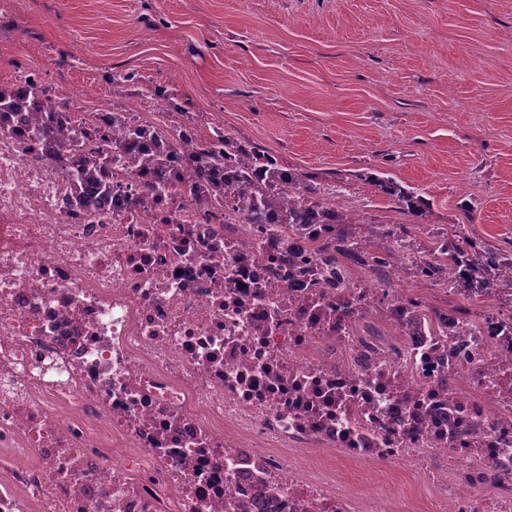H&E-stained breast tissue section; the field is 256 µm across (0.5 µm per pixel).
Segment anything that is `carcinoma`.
<instances>
[{
    "mask_svg": "<svg viewBox=\"0 0 512 512\" xmlns=\"http://www.w3.org/2000/svg\"><path fill=\"white\" fill-rule=\"evenodd\" d=\"M28 99L21 100L9 89L0 87V114L5 112H32L37 132L53 140L57 146L66 148L70 142L68 127L51 120L52 112H44L40 105L42 89L34 83L25 85ZM112 121L117 132L127 140L129 159L135 166L163 168L167 165L176 145L168 140L164 132L150 128H128L122 125L120 116ZM190 139V155L186 159L194 177L203 178L210 171L224 164L232 174L224 180L222 197L242 198L247 202L245 223L264 224L270 215H277L280 231L288 235L297 234L307 224L330 226L329 236L322 240L308 237L309 247L321 255L323 263L336 271L345 263L368 266L375 263L383 266L391 261L396 248H407L406 239L410 227L393 224L380 228L365 224L358 228V221L351 215L333 209L323 202L310 179L300 173L284 172L274 158L254 147H248L221 131H214L207 139L197 137L195 131L185 127ZM110 159L98 153L79 168L77 176L85 181L96 179L98 171L108 166ZM379 193L397 201L413 223L424 216L425 201L415 191L400 186L389 178L372 177ZM425 261L422 277L441 282L448 277V267L462 272L480 274L479 284L483 288L512 286L509 271L512 270V252L491 249L480 238L459 230L444 232L435 237Z\"/></svg>",
    "mask_w": 512,
    "mask_h": 512,
    "instance_id": "obj_1",
    "label": "carcinoma"
}]
</instances>
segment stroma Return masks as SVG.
<instances>
[{"mask_svg": "<svg viewBox=\"0 0 512 512\" xmlns=\"http://www.w3.org/2000/svg\"><path fill=\"white\" fill-rule=\"evenodd\" d=\"M18 61L74 105L181 122L143 94L165 87L202 137L264 150L362 223L409 221L372 176L413 188L422 251L453 224L512 250V0H0V85ZM300 462L429 506L388 465Z\"/></svg>", "mask_w": 512, "mask_h": 512, "instance_id": "35a3bbf8", "label": "stroma"}]
</instances>
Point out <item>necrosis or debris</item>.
Instances as JSON below:
<instances>
[{"mask_svg": "<svg viewBox=\"0 0 512 512\" xmlns=\"http://www.w3.org/2000/svg\"><path fill=\"white\" fill-rule=\"evenodd\" d=\"M0 118V512H386L299 451L389 463L431 512H512V314L332 277L306 246ZM126 445L110 450L112 440Z\"/></svg>", "mask_w": 512, "mask_h": 512, "instance_id": "1", "label": "necrosis or debris"}]
</instances>
